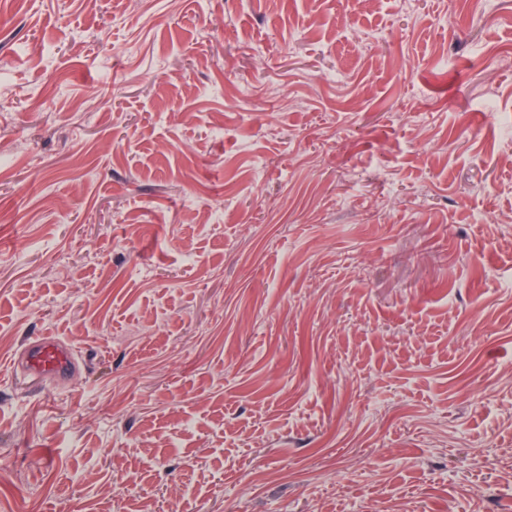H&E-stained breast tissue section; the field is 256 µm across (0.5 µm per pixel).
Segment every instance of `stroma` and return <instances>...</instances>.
<instances>
[{
  "mask_svg": "<svg viewBox=\"0 0 512 512\" xmlns=\"http://www.w3.org/2000/svg\"><path fill=\"white\" fill-rule=\"evenodd\" d=\"M510 507L512 0H0V512ZM74 365L72 352L52 336L28 342L15 361L24 373L37 381L58 383Z\"/></svg>",
  "mask_w": 512,
  "mask_h": 512,
  "instance_id": "1",
  "label": "stroma"
}]
</instances>
